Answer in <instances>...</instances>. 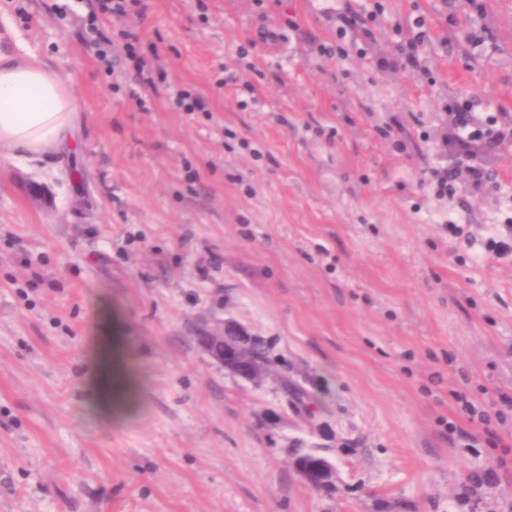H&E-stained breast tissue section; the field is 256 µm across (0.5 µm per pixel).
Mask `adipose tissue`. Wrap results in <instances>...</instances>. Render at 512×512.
Segmentation results:
<instances>
[{
	"instance_id": "adipose-tissue-1",
	"label": "adipose tissue",
	"mask_w": 512,
	"mask_h": 512,
	"mask_svg": "<svg viewBox=\"0 0 512 512\" xmlns=\"http://www.w3.org/2000/svg\"><path fill=\"white\" fill-rule=\"evenodd\" d=\"M78 119L75 99L56 72L0 56V147L31 155L57 151Z\"/></svg>"
}]
</instances>
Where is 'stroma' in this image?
<instances>
[{
  "mask_svg": "<svg viewBox=\"0 0 512 512\" xmlns=\"http://www.w3.org/2000/svg\"><path fill=\"white\" fill-rule=\"evenodd\" d=\"M56 2L0 0V54L56 71L80 116L62 150H0V512H456L475 470L470 512H512V419L497 448L449 395L512 396V259L485 246L512 219V140L477 152L473 192L449 109L512 127V0H142L103 19L105 63ZM376 4L374 40L338 37ZM418 16L405 70L395 28ZM209 326L266 340L271 377L216 364ZM105 356L132 378L108 399ZM294 441L333 459L336 496L300 482ZM412 36L397 45L398 56L403 66L416 67L419 49L429 41V27L423 17H416L412 22Z\"/></svg>",
  "mask_w": 512,
  "mask_h": 512,
  "instance_id": "1",
  "label": "stroma"
}]
</instances>
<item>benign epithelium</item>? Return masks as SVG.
<instances>
[{"label": "benign epithelium", "instance_id": "7a95c632", "mask_svg": "<svg viewBox=\"0 0 512 512\" xmlns=\"http://www.w3.org/2000/svg\"><path fill=\"white\" fill-rule=\"evenodd\" d=\"M251 341V337L242 333L231 338L222 331H215L204 337L201 347L234 376L251 383H260L271 375V369L255 358ZM294 470L305 484L315 481L328 487L336 485L337 470L331 462L317 472L297 465Z\"/></svg>", "mask_w": 512, "mask_h": 512}]
</instances>
